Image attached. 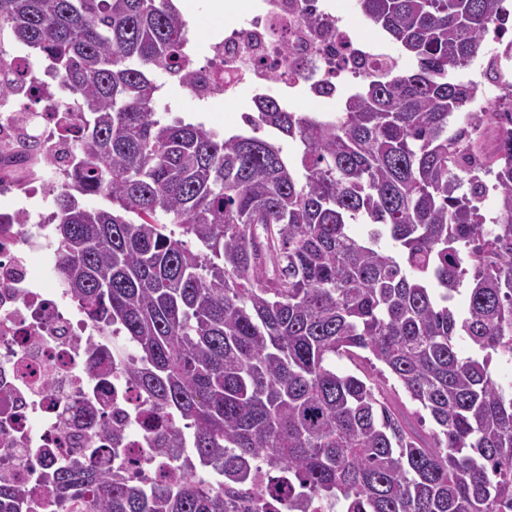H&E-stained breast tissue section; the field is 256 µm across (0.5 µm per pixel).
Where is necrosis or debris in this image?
Here are the masks:
<instances>
[{
  "mask_svg": "<svg viewBox=\"0 0 512 512\" xmlns=\"http://www.w3.org/2000/svg\"><path fill=\"white\" fill-rule=\"evenodd\" d=\"M317 17L329 37L311 33ZM295 58L283 72V52ZM372 40L321 0H253L223 34L206 63L194 67L193 98L236 97L277 87L284 101L330 98L372 73ZM50 227L0 222V479L39 485L43 474L76 456L130 479L180 476L186 449L160 451L164 426L148 411L108 356H92L100 329L64 290L44 288L29 270L33 253L50 250Z\"/></svg>",
  "mask_w": 512,
  "mask_h": 512,
  "instance_id": "necrosis-or-debris-1",
  "label": "necrosis or debris"
}]
</instances>
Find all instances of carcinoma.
Here are the masks:
<instances>
[{
    "label": "carcinoma",
    "instance_id": "carcinoma-1",
    "mask_svg": "<svg viewBox=\"0 0 512 512\" xmlns=\"http://www.w3.org/2000/svg\"><path fill=\"white\" fill-rule=\"evenodd\" d=\"M501 3L358 0L401 54L334 115L267 91L249 129L221 137L157 111L156 76L192 85L173 0H0V41L38 51L69 94L61 140L79 158L50 188L55 274L130 340L102 350L173 418L168 447L186 432L192 448L179 480L80 458L52 469L47 499L1 480L0 512H246L237 489L258 462L262 512H512V381L491 370L512 361V84L476 109L475 87L449 78L484 56ZM47 94L30 61L0 84V98ZM14 163L47 168L0 147V170ZM338 357L382 364L401 391Z\"/></svg>",
    "mask_w": 512,
    "mask_h": 512
}]
</instances>
